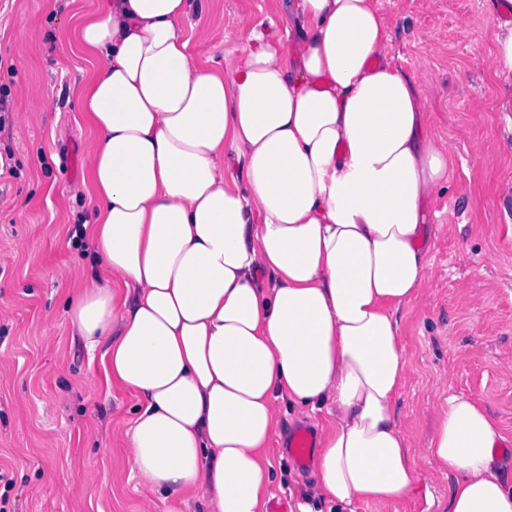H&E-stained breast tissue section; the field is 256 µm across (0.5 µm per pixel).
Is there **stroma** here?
Here are the masks:
<instances>
[{"label":"stroma","instance_id":"1","mask_svg":"<svg viewBox=\"0 0 512 512\" xmlns=\"http://www.w3.org/2000/svg\"><path fill=\"white\" fill-rule=\"evenodd\" d=\"M95 0H0V485L6 512H203L197 501L146 498L120 430L138 405L105 377L100 353L74 332L66 302L92 250L77 194L90 139L73 94L92 65L72 30ZM277 0H211L186 34L215 61L242 50L236 18ZM394 61L420 88L428 133L454 156L447 184L424 204L435 279L399 314L413 374L397 399L420 444L451 395L481 401L512 439V82L494 73L507 0H379ZM271 496L305 503L309 468L286 445L269 452ZM410 499L357 512H425L452 480L426 453Z\"/></svg>","mask_w":512,"mask_h":512}]
</instances>
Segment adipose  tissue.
I'll use <instances>...</instances> for the list:
<instances>
[{"mask_svg": "<svg viewBox=\"0 0 512 512\" xmlns=\"http://www.w3.org/2000/svg\"><path fill=\"white\" fill-rule=\"evenodd\" d=\"M205 8L97 0L80 17L94 219L68 315L139 401L146 494L265 512L286 399L319 418L315 497L394 503L418 483L394 415L413 373L399 313L432 285L424 203L453 158L377 0H294L289 54L275 22L239 18L245 46L218 64L184 33ZM438 418L443 512H512L497 420L462 395Z\"/></svg>", "mask_w": 512, "mask_h": 512, "instance_id": "ef3b65f1", "label": "adipose tissue"}]
</instances>
